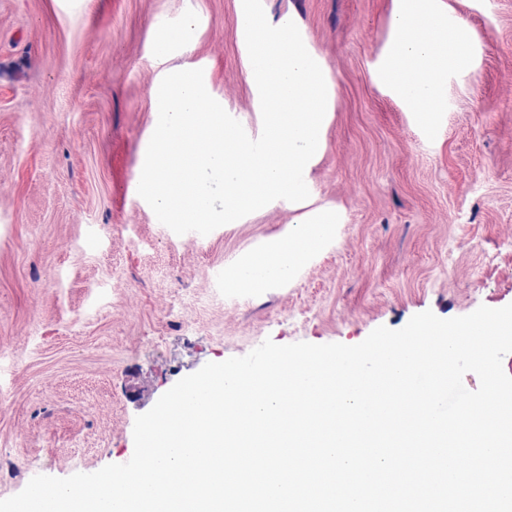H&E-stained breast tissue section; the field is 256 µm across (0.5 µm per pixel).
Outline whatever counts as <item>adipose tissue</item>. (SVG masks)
<instances>
[{"label":"adipose tissue","instance_id":"1","mask_svg":"<svg viewBox=\"0 0 512 512\" xmlns=\"http://www.w3.org/2000/svg\"><path fill=\"white\" fill-rule=\"evenodd\" d=\"M425 3L426 0H400L401 9L394 18L397 35L387 57V73L405 98L434 102L441 97L447 71L469 65L472 53L464 25L449 31L447 42L442 44L426 36L424 27L417 22L426 13ZM318 245L310 228L298 229L236 266L232 282L241 287L286 278Z\"/></svg>","mask_w":512,"mask_h":512}]
</instances>
